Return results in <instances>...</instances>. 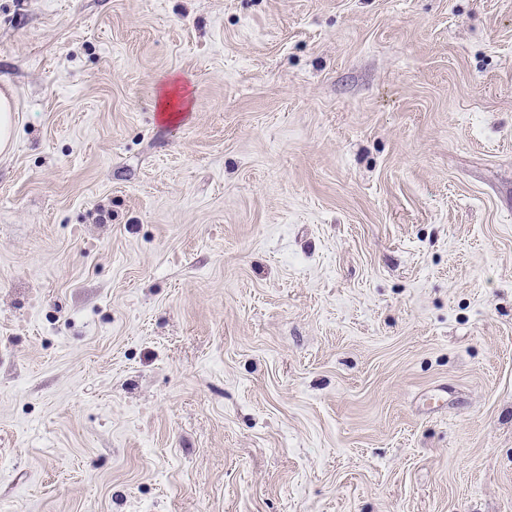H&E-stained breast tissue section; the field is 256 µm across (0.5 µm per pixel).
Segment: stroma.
Listing matches in <instances>:
<instances>
[{
	"instance_id": "1",
	"label": "stroma",
	"mask_w": 512,
	"mask_h": 512,
	"mask_svg": "<svg viewBox=\"0 0 512 512\" xmlns=\"http://www.w3.org/2000/svg\"><path fill=\"white\" fill-rule=\"evenodd\" d=\"M1 90L0 512H512V0H0ZM15 102L12 96L0 92V153L5 152L12 143L15 127Z\"/></svg>"
}]
</instances>
